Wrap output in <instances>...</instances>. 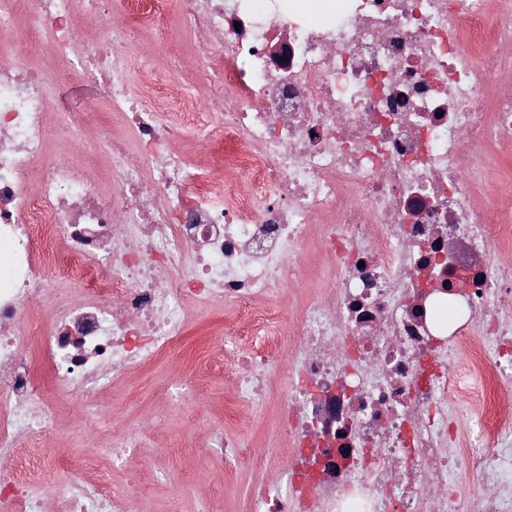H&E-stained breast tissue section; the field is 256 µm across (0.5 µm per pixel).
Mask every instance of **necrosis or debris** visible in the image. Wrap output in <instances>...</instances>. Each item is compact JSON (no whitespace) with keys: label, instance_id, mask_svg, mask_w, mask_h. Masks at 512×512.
I'll use <instances>...</instances> for the list:
<instances>
[{"label":"necrosis or debris","instance_id":"obj_1","mask_svg":"<svg viewBox=\"0 0 512 512\" xmlns=\"http://www.w3.org/2000/svg\"><path fill=\"white\" fill-rule=\"evenodd\" d=\"M78 2L0 0V30L26 15L46 54L0 65V512H43L14 446L56 429L42 380L97 419L104 392L178 340L188 304L215 302L246 314L248 343L224 348L238 400L264 396L273 366L293 374L288 489L256 512H473L457 491L471 475L480 512H512L496 407L512 206L474 203L485 173L463 165L512 141V0H321L336 20L318 25L300 0H131L127 27L173 9L198 37L181 98L201 90L224 133L220 181L173 151L183 127L135 92L157 75L112 36L84 37ZM72 78L108 88L124 132L49 95ZM54 112L107 146L113 180L50 155ZM315 230L335 279L285 346L261 302L303 275ZM55 267L80 297L32 341L28 308ZM452 395L476 407L477 439L459 434ZM64 495L69 512H129L82 464Z\"/></svg>","mask_w":512,"mask_h":512}]
</instances>
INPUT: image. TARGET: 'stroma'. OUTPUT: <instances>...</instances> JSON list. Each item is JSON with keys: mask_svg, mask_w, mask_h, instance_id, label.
I'll list each match as a JSON object with an SVG mask.
<instances>
[{"mask_svg": "<svg viewBox=\"0 0 512 512\" xmlns=\"http://www.w3.org/2000/svg\"><path fill=\"white\" fill-rule=\"evenodd\" d=\"M131 56L135 66L161 73L158 85L147 89L148 97L176 100L174 85L180 77L165 70L159 60L153 24L142 26ZM184 130L176 151L185 154L191 167L210 168L214 178H221L224 168L212 153L220 131L208 115L204 98H196ZM488 166L483 195L512 202V144L493 145ZM301 262L306 276L266 303L279 318L285 336L298 316L295 299L316 297L330 281V265L318 239L309 240ZM186 322L172 352L104 394L102 405L110 419L107 431L94 432L75 405L56 401L57 437L27 446L40 486L64 485L71 465L85 459L89 476L127 494L130 512H249L265 488L281 484L289 456L282 450L278 398L290 379L288 366L271 373L266 396L236 405L233 412L241 424L225 429V403L233 396L235 374L224 365L222 342L241 333L243 318L220 303L192 304ZM184 378L197 379L194 397L166 395L169 383ZM226 431L248 441L243 459L235 464L209 449L211 437ZM124 442L133 444L136 452L124 464L113 465L111 447Z\"/></svg>", "mask_w": 512, "mask_h": 512, "instance_id": "obj_1", "label": "stroma"}]
</instances>
